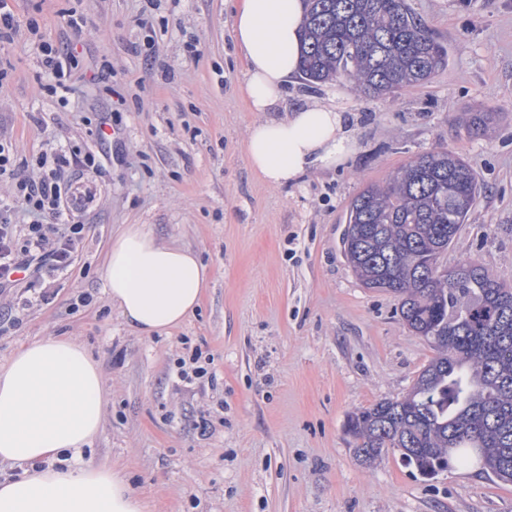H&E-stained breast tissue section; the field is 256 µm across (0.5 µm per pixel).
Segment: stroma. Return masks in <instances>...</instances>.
<instances>
[{
  "instance_id": "obj_1",
  "label": "stroma",
  "mask_w": 512,
  "mask_h": 512,
  "mask_svg": "<svg viewBox=\"0 0 512 512\" xmlns=\"http://www.w3.org/2000/svg\"><path fill=\"white\" fill-rule=\"evenodd\" d=\"M237 2L9 0L19 33L0 44V140L15 174L0 177V200L36 176L42 153L84 151L103 121L114 135L102 171L81 179L90 193L76 263L53 299L0 326V362L37 337L84 344L108 396L82 459L126 475L146 512H512V482L478 467L425 480L394 449L357 459L348 414L402 396L436 351L342 252L358 192L445 147L481 192L441 263L471 258L512 285V0H407L448 63L397 97L364 96L343 78L289 86L280 112L334 103L359 150L281 187L246 158L258 115L232 37ZM39 38L76 51L68 99L44 74ZM485 109L499 121L468 131L465 113ZM123 224L150 225L212 271L200 309L167 335L132 333L103 288ZM85 293L94 300L78 307ZM196 348L214 378L187 385L176 363Z\"/></svg>"
}]
</instances>
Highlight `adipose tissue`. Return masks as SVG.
Listing matches in <instances>:
<instances>
[{
  "label": "adipose tissue",
  "instance_id": "1",
  "mask_svg": "<svg viewBox=\"0 0 512 512\" xmlns=\"http://www.w3.org/2000/svg\"><path fill=\"white\" fill-rule=\"evenodd\" d=\"M305 10L304 0H241L234 13L244 92L252 111L265 115L250 126L245 150L273 186L336 167L357 149L336 105L308 103L286 118L271 116L297 73ZM101 277L126 325L149 337L196 311L211 272L190 248L160 242L148 225L125 224ZM105 405L99 367L76 338H36L0 363V464L23 467L0 477V512H143L120 473L65 461L91 445Z\"/></svg>",
  "mask_w": 512,
  "mask_h": 512
}]
</instances>
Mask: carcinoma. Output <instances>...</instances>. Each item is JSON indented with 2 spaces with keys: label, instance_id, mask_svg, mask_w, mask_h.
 <instances>
[{
  "label": "carcinoma",
  "instance_id": "1",
  "mask_svg": "<svg viewBox=\"0 0 512 512\" xmlns=\"http://www.w3.org/2000/svg\"><path fill=\"white\" fill-rule=\"evenodd\" d=\"M300 71L306 85L345 76L374 96L395 97L429 82L447 49L407 0H307ZM465 114L479 133L496 121ZM481 187L471 166L446 148L412 158L383 185L352 200L344 255L362 284L398 298V312L438 354L400 399H383L347 421L358 459L386 448L430 480L452 462L512 482V286L480 263L441 274Z\"/></svg>",
  "mask_w": 512,
  "mask_h": 512
}]
</instances>
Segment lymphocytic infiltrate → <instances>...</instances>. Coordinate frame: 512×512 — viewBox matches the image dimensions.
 <instances>
[{
  "label": "lymphocytic infiltrate",
  "instance_id": "lymphocytic-infiltrate-1",
  "mask_svg": "<svg viewBox=\"0 0 512 512\" xmlns=\"http://www.w3.org/2000/svg\"><path fill=\"white\" fill-rule=\"evenodd\" d=\"M75 164L86 170L100 166L94 152L77 160L57 149L38 158L35 179L17 182L16 199L31 222L12 223L9 210L0 207V292L21 286L35 300L48 301L58 279L75 264L85 240L84 224L74 219L77 181L69 170ZM45 215L53 216V223H42ZM23 271L29 277L22 282Z\"/></svg>",
  "mask_w": 512,
  "mask_h": 512
}]
</instances>
